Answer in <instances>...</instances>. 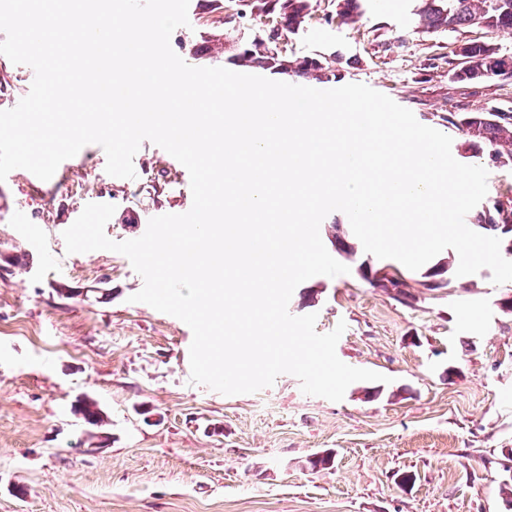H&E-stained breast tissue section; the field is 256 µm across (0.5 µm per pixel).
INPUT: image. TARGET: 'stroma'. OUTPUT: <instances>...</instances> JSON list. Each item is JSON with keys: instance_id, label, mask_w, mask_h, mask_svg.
Wrapping results in <instances>:
<instances>
[{"instance_id": "1", "label": "stroma", "mask_w": 512, "mask_h": 512, "mask_svg": "<svg viewBox=\"0 0 512 512\" xmlns=\"http://www.w3.org/2000/svg\"><path fill=\"white\" fill-rule=\"evenodd\" d=\"M313 4L288 58L325 57L330 87L386 94L451 136L458 162L448 113L512 112V77L455 76L459 45L512 56V35L422 32L418 0H368L352 27L325 23L331 0ZM188 17L170 43L195 67L237 69L239 42L262 34L214 0H190ZM105 166L89 144L63 184L25 169L0 183V512H512V282L494 285L484 269L430 288L427 268L402 266L400 299L358 273L383 262L357 250L348 274L301 283L289 311L316 314L320 333L346 323L339 359L387 383L354 382L333 402L284 374L225 396L190 383L191 329L131 302L143 279L127 257L66 252L62 233L86 204L115 205L114 241L192 206L187 169L151 142L134 157L136 179ZM83 399L101 426L75 413ZM323 455L331 463L312 467Z\"/></svg>"}]
</instances>
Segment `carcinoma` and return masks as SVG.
Listing matches in <instances>:
<instances>
[{
  "instance_id": "1",
  "label": "carcinoma",
  "mask_w": 512,
  "mask_h": 512,
  "mask_svg": "<svg viewBox=\"0 0 512 512\" xmlns=\"http://www.w3.org/2000/svg\"><path fill=\"white\" fill-rule=\"evenodd\" d=\"M363 0H338L336 14L326 17V22L337 26L356 23L361 16ZM419 23L426 33L457 31L479 26L491 31L512 33V0H419ZM238 15L248 14L269 19L267 41H252L237 59L242 67L255 65L295 73L301 77L326 82L328 65L317 58L302 61L283 56L284 41L296 34L311 19V0H238ZM462 67L457 72L461 81H484L512 75V57L485 42H469L458 49ZM464 137L463 146L472 148L484 144L499 163L512 162V113L463 112L457 120H448ZM473 223L501 239V250L512 248V195L498 198L477 211ZM86 423L97 426L103 422L97 404L84 401L79 407Z\"/></svg>"
}]
</instances>
